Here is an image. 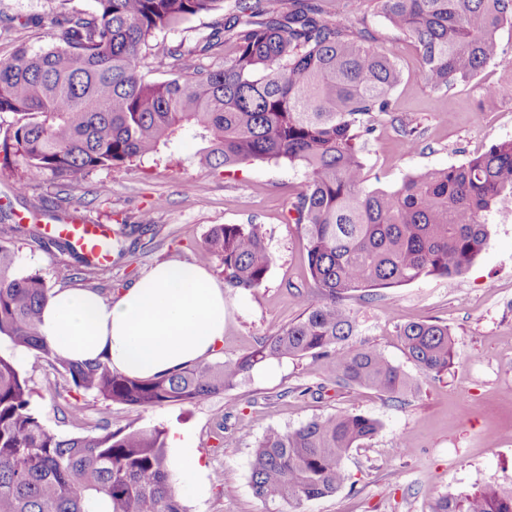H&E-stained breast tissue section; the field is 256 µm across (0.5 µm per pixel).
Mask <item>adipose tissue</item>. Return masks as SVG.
I'll use <instances>...</instances> for the list:
<instances>
[{"label": "adipose tissue", "instance_id": "obj_1", "mask_svg": "<svg viewBox=\"0 0 512 512\" xmlns=\"http://www.w3.org/2000/svg\"><path fill=\"white\" fill-rule=\"evenodd\" d=\"M223 286L205 268L184 261L153 267L115 302L96 291L55 289L41 314L49 349L82 362L151 378L210 356L224 338Z\"/></svg>", "mask_w": 512, "mask_h": 512}]
</instances>
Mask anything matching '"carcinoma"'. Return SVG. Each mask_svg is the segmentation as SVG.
<instances>
[{
  "mask_svg": "<svg viewBox=\"0 0 512 512\" xmlns=\"http://www.w3.org/2000/svg\"><path fill=\"white\" fill-rule=\"evenodd\" d=\"M330 19L321 0H94L51 22L50 43L21 46L0 58V113L18 116L0 149L75 181L100 168L125 167L162 153L191 133L208 142L213 169L286 159L306 170L291 205L307 241L311 287L288 327L234 360L194 365L152 378L130 377L109 362L74 363L52 352L39 333L52 288L39 272L17 274L15 255L0 245V340L57 375L45 389L62 397L65 383L109 408L142 410L204 401L232 387L264 361L311 356L336 384L371 388L400 402L418 379L380 351L353 345L359 320L355 294L380 299V289L422 277L453 279L484 248L487 216L512 204V140L493 144L458 166L405 177L395 190L367 185L360 141L370 118L387 112L402 74L374 44L362 3ZM385 19L409 36L420 57L413 81L432 90L472 83L505 55L497 33L512 23V0H375ZM219 15L193 44L167 49L172 78L147 82L140 72L152 37L199 15ZM229 43L218 71L199 70L197 56ZM13 231L68 253L67 242L39 226ZM136 226L112 230L111 252L126 254ZM219 259L224 288L254 292L272 258L261 224H224L204 241ZM409 358L424 376L453 360L455 339L439 320L400 328ZM30 379L0 353V512H186L177 498L167 430L144 426L95 437L63 438L31 409ZM379 422L343 411L255 441L254 492L295 507L335 494L349 479L343 460L372 439ZM433 512H512V490L445 496Z\"/></svg>",
  "mask_w": 512,
  "mask_h": 512,
  "instance_id": "obj_1",
  "label": "carcinoma"
}]
</instances>
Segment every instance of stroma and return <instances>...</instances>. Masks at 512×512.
I'll use <instances>...</instances> for the list:
<instances>
[{"label":"stroma","instance_id":"1","mask_svg":"<svg viewBox=\"0 0 512 512\" xmlns=\"http://www.w3.org/2000/svg\"><path fill=\"white\" fill-rule=\"evenodd\" d=\"M93 0H0V57L24 43L49 41L50 21L72 10H93ZM367 25L377 45L397 53L404 80L392 109L374 113L364 159L368 184L397 189L411 174L458 165L491 145L512 140V70L486 67L470 86L435 92L413 78L419 56L412 40L393 28L373 5ZM211 17L199 16L156 33L142 63L149 81L170 78L169 46L208 33ZM496 95L497 108L483 109ZM204 143L185 136L175 162L145 159L128 167L97 169L65 183L52 173L28 181L21 158L0 154V244L16 256L18 272L39 271L52 287L95 288L105 300L121 292L156 264L172 259L196 263L223 281V267L204 246L224 224H260L272 255L266 281L256 292L227 293L224 340L214 362L252 351L304 310L309 287L306 241L290 221L295 190L305 179L300 164L257 161L218 172L200 161ZM26 192H19V185ZM79 210L95 224H136L151 211L153 234L111 264L65 281L56 248H40L12 231L39 210ZM361 322L358 340L377 348L409 375L417 369L398 336L400 325L440 320L455 337L448 369L421 379L405 403L376 391L341 388L309 357L254 366L223 394L193 404L150 410L115 404L104 408L92 397L78 400V417H63L44 392L53 367L15 355L35 390L31 404L42 423L63 437L95 436L157 425L188 435L209 485L206 495L176 486L188 512H291L285 503L258 497L250 484L254 441L268 429L298 426L313 417L353 411L375 418L377 434L349 451V480L336 494L309 501L302 512H431L443 496L512 489V212L488 220V239L470 268L454 279L428 277L384 291L381 301L351 302ZM407 447L400 456L396 440Z\"/></svg>","mask_w":512,"mask_h":512}]
</instances>
